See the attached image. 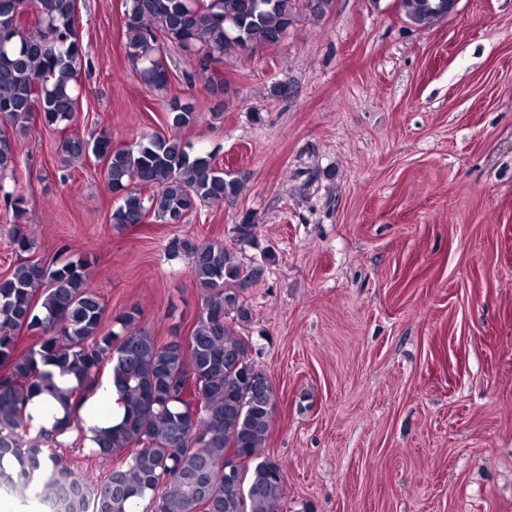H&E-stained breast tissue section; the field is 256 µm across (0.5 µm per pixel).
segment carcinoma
Returning <instances> with one entry per match:
<instances>
[{"mask_svg":"<svg viewBox=\"0 0 512 512\" xmlns=\"http://www.w3.org/2000/svg\"><path fill=\"white\" fill-rule=\"evenodd\" d=\"M77 0H35L14 16L15 0H0V174L18 165L16 133L33 117L47 127H67L79 112L78 78L86 52L71 27ZM333 0H125L128 61L152 93L169 91L168 48L208 67L239 55V45L274 46L294 28L299 13L320 17ZM454 8V0H400L405 18L429 26ZM171 134H144L127 148L106 132L63 139L72 161L94 159L119 195L114 224H140L147 214L170 224L201 205L238 196L243 178L227 172L210 153L178 133L198 119L195 106L166 102ZM153 193L142 197V189ZM12 207V244L32 250L24 225V199L4 195ZM190 273L202 289L201 311L185 345L165 341L139 326L132 307L118 332L104 331L106 305L90 289L88 258L61 264L25 260L0 277V491L33 479L40 503L54 512H283V467L262 454L272 425L274 393L249 357L251 344L229 319L243 324L250 312L236 288L241 268L219 243L195 246ZM39 335L38 348L17 349L21 329ZM125 413L101 428L91 453L116 460L102 480L79 477L57 451L84 404L101 367ZM71 377L59 390L49 367ZM45 394L64 416L53 429L29 436L28 405ZM237 463L236 483L225 468Z\"/></svg>","mask_w":512,"mask_h":512,"instance_id":"1","label":"carcinoma"}]
</instances>
